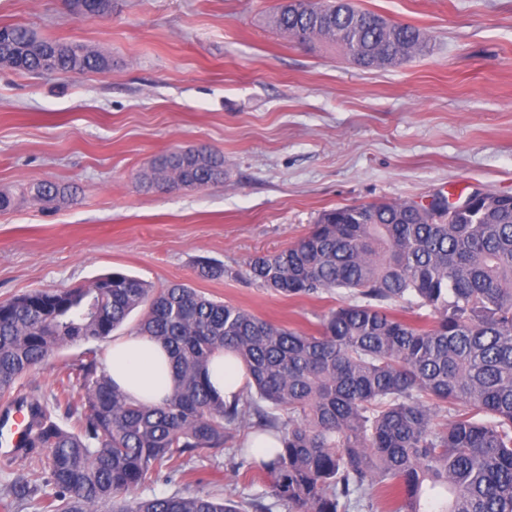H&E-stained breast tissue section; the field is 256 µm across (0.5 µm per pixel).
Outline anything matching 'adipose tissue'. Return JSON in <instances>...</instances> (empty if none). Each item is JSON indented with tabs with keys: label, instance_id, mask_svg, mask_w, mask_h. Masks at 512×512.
Segmentation results:
<instances>
[{
	"label": "adipose tissue",
	"instance_id": "ef3b65f1",
	"mask_svg": "<svg viewBox=\"0 0 512 512\" xmlns=\"http://www.w3.org/2000/svg\"><path fill=\"white\" fill-rule=\"evenodd\" d=\"M105 366L113 382L136 402L158 406L170 391V355L153 339L134 334L114 337ZM207 373L213 389L227 402L241 394L246 385L241 364L226 353L211 358Z\"/></svg>",
	"mask_w": 512,
	"mask_h": 512
}]
</instances>
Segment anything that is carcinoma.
Listing matches in <instances>:
<instances>
[{
  "instance_id": "1",
  "label": "carcinoma",
  "mask_w": 512,
  "mask_h": 512,
  "mask_svg": "<svg viewBox=\"0 0 512 512\" xmlns=\"http://www.w3.org/2000/svg\"><path fill=\"white\" fill-rule=\"evenodd\" d=\"M81 16L112 13V0H80ZM273 26L298 41L336 46L356 65L388 68L429 51L415 27L356 8L351 0H281ZM4 66L23 73L103 72L110 60L80 43L0 25ZM163 190L175 182H224V155L172 150L144 175ZM68 196L51 181L28 200ZM198 275L224 276L203 260ZM250 279L288 297L345 289L354 302L320 319L312 333L216 301L186 284L156 291L122 271L88 286L34 289L0 301V400L69 344L105 340L144 308L136 333L161 343L174 367L160 406L133 402L98 361L84 358L59 382L53 401L27 395L35 421L31 451L11 458L30 471L0 498L13 512H350L374 492L399 487L394 512H512V197L488 193L467 212L443 202L337 207L287 248L254 257ZM399 302L428 313L407 321ZM230 349L245 364L246 394L231 403L206 369ZM72 420L57 422V411ZM288 417H281V413ZM256 418L280 448L257 458L228 445ZM231 450L262 490L223 498L198 490L165 497L135 491L162 470L184 477L201 450ZM51 493L36 497L40 487Z\"/></svg>"
}]
</instances>
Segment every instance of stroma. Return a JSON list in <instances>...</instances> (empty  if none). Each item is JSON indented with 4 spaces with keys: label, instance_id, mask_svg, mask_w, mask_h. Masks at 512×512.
<instances>
[{
    "label": "stroma",
    "instance_id": "obj_1",
    "mask_svg": "<svg viewBox=\"0 0 512 512\" xmlns=\"http://www.w3.org/2000/svg\"><path fill=\"white\" fill-rule=\"evenodd\" d=\"M278 2L117 0L111 17L81 20L60 0H0V25L112 61L69 75L0 66V192L15 198L0 212V299L122 269L312 332L346 291L257 287L253 257L293 244L335 207L512 193V0H353L430 44L376 70L280 34L269 23ZM191 146L223 154V183L146 189L153 158ZM43 181L73 200L31 205L23 191ZM204 258L223 264L222 278L198 276ZM90 348L109 344L61 349L23 391L51 396ZM196 465L210 492L248 483L228 453L201 451Z\"/></svg>",
    "mask_w": 512,
    "mask_h": 512
}]
</instances>
